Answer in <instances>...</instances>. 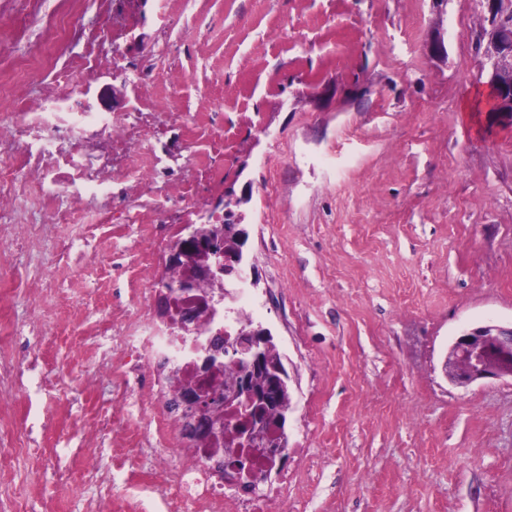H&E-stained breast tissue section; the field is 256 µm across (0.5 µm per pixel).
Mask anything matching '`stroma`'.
Returning <instances> with one entry per match:
<instances>
[{
    "instance_id": "obj_1",
    "label": "stroma",
    "mask_w": 512,
    "mask_h": 512,
    "mask_svg": "<svg viewBox=\"0 0 512 512\" xmlns=\"http://www.w3.org/2000/svg\"><path fill=\"white\" fill-rule=\"evenodd\" d=\"M62 19L60 0H0V73L19 87L0 113H21L36 147L75 107L99 111L113 82V68L87 73L82 46L44 41ZM78 19L121 34L98 46L125 63L121 111L143 104L142 56L183 75L193 121L159 117L173 184L209 210L230 189L243 199L249 308L290 376L279 474L293 512H512V380L460 388L444 371L458 331L512 323V115L474 106L486 90L475 0L440 12L430 0H83ZM441 31L437 60L426 46ZM53 85L82 86L80 104L50 97ZM15 208L70 220L0 250V321L42 323L28 351L0 341V358L34 366L0 414V499L85 512L122 492L89 481L68 450L85 399L112 411L98 348L113 307L145 318L110 263L140 252L142 227L89 223L30 184ZM60 241L91 262L60 268ZM29 425L38 449L25 453L12 434Z\"/></svg>"
}]
</instances>
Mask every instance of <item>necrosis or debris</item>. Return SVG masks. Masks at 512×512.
<instances>
[{"mask_svg": "<svg viewBox=\"0 0 512 512\" xmlns=\"http://www.w3.org/2000/svg\"><path fill=\"white\" fill-rule=\"evenodd\" d=\"M154 108L127 112H75L58 132V141L33 149L12 117L0 115V212L10 210L17 183L25 181L50 190L68 193L73 209L98 215L103 224H137L145 212L155 211L154 200L141 189V181L156 179L153 169H144L141 181L130 178L131 162L141 147L158 136ZM182 202L176 222L164 233L150 237L137 267H152L153 255L179 240L178 225L193 223L200 216L199 196L180 192ZM210 293L208 283L195 291L175 293L167 298V309L150 319L144 332L114 321L118 334L102 357L103 370L115 371L114 359L127 355L133 374L160 378L157 387L143 392L142 406L151 411L147 441L137 432L125 431L128 454L105 460L102 455L85 456L83 447L73 456L85 457L87 474L100 483L119 478L124 488L125 512H290L287 495L279 490L255 494L224 492L227 457L223 444L211 435L188 436L191 418L176 404L179 384L202 382L204 388L222 384L229 373L224 368L202 374L201 365L211 343L234 334L237 325L216 312L197 332H185L186 317L196 314ZM151 458L142 468V455Z\"/></svg>", "mask_w": 512, "mask_h": 512, "instance_id": "obj_1", "label": "necrosis or debris"}]
</instances>
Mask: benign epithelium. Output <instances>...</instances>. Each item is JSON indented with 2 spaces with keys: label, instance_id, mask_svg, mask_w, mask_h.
<instances>
[{
  "label": "benign epithelium",
  "instance_id": "1",
  "mask_svg": "<svg viewBox=\"0 0 512 512\" xmlns=\"http://www.w3.org/2000/svg\"><path fill=\"white\" fill-rule=\"evenodd\" d=\"M484 14L488 18L485 31L477 43L481 56V72L486 74L487 99L490 109L512 112V4L508 0H482ZM203 257L197 272L202 278L212 276V268L234 266L236 281L241 285H256V279L243 261L242 249L236 254H224V231L203 237L192 232L182 239L172 252L173 258ZM272 339L271 332L262 327L250 326L232 341L208 350V355L243 364L248 371L268 373L270 387L256 389L243 381L229 392L230 398L239 402L241 409L255 411L252 431L245 435L250 452L259 457H270L274 464L288 458V449L274 448L265 436V425H274L278 413L268 410L274 392L289 390V376L283 363H272L266 356V348ZM445 372L451 384L467 387L487 378L512 379V326L495 323L466 329L458 335L448 348ZM183 404L197 415V423L211 424L212 398L186 393ZM231 483L238 487H251L257 483L250 462L242 459L234 464Z\"/></svg>",
  "mask_w": 512,
  "mask_h": 512
}]
</instances>
